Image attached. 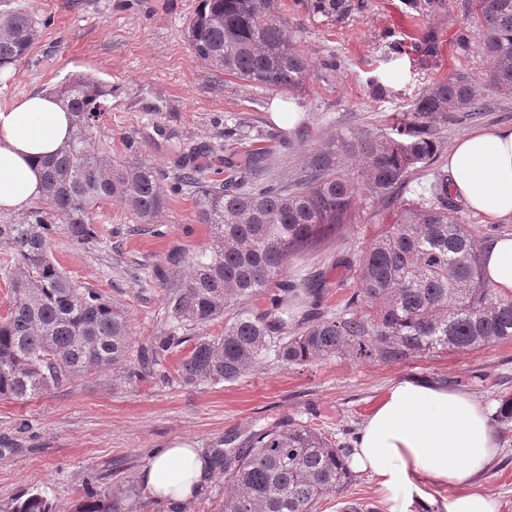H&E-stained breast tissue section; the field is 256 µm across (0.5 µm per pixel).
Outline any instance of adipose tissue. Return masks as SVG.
I'll return each instance as SVG.
<instances>
[{
	"label": "adipose tissue",
	"mask_w": 512,
	"mask_h": 512,
	"mask_svg": "<svg viewBox=\"0 0 512 512\" xmlns=\"http://www.w3.org/2000/svg\"><path fill=\"white\" fill-rule=\"evenodd\" d=\"M73 118L49 93L37 92L0 109V211L26 210L44 197L39 162L69 138ZM448 189L484 223L512 219V127L473 130L444 157ZM486 273L512 294V238L496 241ZM499 448L486 408L466 392L424 381L393 385L365 420L349 460L368 473L389 512H429L431 488H455L446 512H498L496 498L477 483ZM211 477L198 448H164L143 472L146 492L179 505Z\"/></svg>",
	"instance_id": "1"
}]
</instances>
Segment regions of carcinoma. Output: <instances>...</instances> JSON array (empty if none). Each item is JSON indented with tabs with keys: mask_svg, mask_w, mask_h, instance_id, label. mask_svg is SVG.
Instances as JSON below:
<instances>
[{
	"mask_svg": "<svg viewBox=\"0 0 512 512\" xmlns=\"http://www.w3.org/2000/svg\"><path fill=\"white\" fill-rule=\"evenodd\" d=\"M301 2L308 14L330 22L351 9L350 0ZM473 6L491 82L512 96V0H473ZM286 27L277 0H202L187 39L217 71L290 90L305 84L309 65ZM36 36L37 21L26 11L1 15L0 68L24 60ZM52 93L74 117L72 136L42 162L44 204L18 223L0 224V241L14 246L21 266L0 315V397L22 402L125 361L130 347L124 312L69 279L53 257L54 225H68L74 240L86 244L97 238L90 214L101 203L118 197L146 224L165 204L160 169L113 160L86 129L108 110L112 86L80 75ZM483 110L472 79L459 73L416 98L397 136L338 137L290 185L262 178V151L242 164L228 162L233 174L216 180L195 164L202 150L179 149V184L191 189L212 239L194 256L169 257L191 272L168 296L154 361L179 343V333L207 327L232 306L224 334L198 338L180 362L182 382L236 381L271 349L293 365L332 357L390 365L511 340L512 296L499 295L482 266L493 242L460 215L443 168L434 172L428 197L400 205L357 256L337 260L355 283L339 309L321 310L332 286L327 278L283 276L290 256L356 223L361 199L397 202L411 173L436 162L448 120ZM262 293L266 308H249ZM208 463L224 474V512H317L321 498L351 479L344 449L320 429L293 423L255 431L230 454L215 451ZM11 512H53V506L32 493ZM75 512L116 510L111 497L92 496Z\"/></svg>",
	"mask_w": 512,
	"mask_h": 512,
	"instance_id": "obj_1",
	"label": "carcinoma"
}]
</instances>
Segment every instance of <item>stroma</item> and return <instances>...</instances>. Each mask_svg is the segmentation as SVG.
Here are the masks:
<instances>
[{
    "mask_svg": "<svg viewBox=\"0 0 512 512\" xmlns=\"http://www.w3.org/2000/svg\"><path fill=\"white\" fill-rule=\"evenodd\" d=\"M278 3L311 64L298 90L260 87L201 61L186 36L201 0H0V14L23 8L39 23L29 55L0 75V108L73 75H94L112 87L97 141L113 158H144L168 172L165 205L153 223L140 224L114 198L92 214L95 242L77 243L66 225L56 227L55 259L72 280L124 310L131 351L127 361L37 399L0 397V512L32 492L47 497L55 512H73L90 491L111 497L118 512H224L218 472L185 505L152 499L142 482L151 456L175 446L208 451L223 447L226 436L242 440L291 421L323 428L350 449L388 389L405 379L466 391L491 412L512 396V339L392 366L346 358L290 366L271 353L238 381L187 385L176 369L199 334L191 330L163 364L141 368L165 327L167 288L185 276L168 265V254L198 252L211 236L190 190L169 175L177 146L204 145L237 162L259 149L267 155L266 179L289 181L336 136L394 134L416 98L459 72L473 79L485 109L449 122L445 146L475 128L512 127V96L489 82L492 64L472 0H440L424 17L408 0H351L350 13L336 22L309 16L298 0ZM277 99L300 107L295 127L273 122ZM395 213L392 206L365 204L361 223L319 250L291 256L286 275L322 271L335 279L337 258L356 253ZM493 432L501 453L479 482L499 499L500 512H512V426ZM351 502L388 512L374 480L357 472L317 512H344Z\"/></svg>",
    "mask_w": 512,
    "mask_h": 512,
    "instance_id": "stroma-1",
    "label": "stroma"
}]
</instances>
